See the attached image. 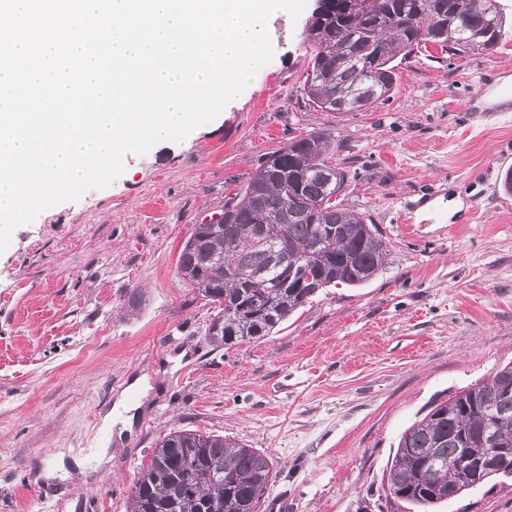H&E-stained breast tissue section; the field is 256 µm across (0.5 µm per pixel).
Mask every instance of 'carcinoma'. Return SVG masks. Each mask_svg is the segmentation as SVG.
Returning a JSON list of instances; mask_svg holds the SVG:
<instances>
[{
	"mask_svg": "<svg viewBox=\"0 0 512 512\" xmlns=\"http://www.w3.org/2000/svg\"><path fill=\"white\" fill-rule=\"evenodd\" d=\"M309 20L301 89L327 112H358L390 99L404 61L436 46L489 53L512 19L498 0H320ZM335 136L320 131L268 154L219 220L185 241L177 275L214 315L207 342H256L325 288L360 287L388 261L377 225L336 200L349 177L330 162ZM512 452V362L433 400L401 435L384 482L388 497L436 512L468 491L512 477V455L469 482L465 449L490 441ZM273 463L230 436L173 430L156 442L131 488L127 512H257L276 482Z\"/></svg>",
	"mask_w": 512,
	"mask_h": 512,
	"instance_id": "cac0c4a2",
	"label": "carcinoma"
}]
</instances>
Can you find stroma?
Instances as JSON below:
<instances>
[{"label":"stroma","instance_id":"obj_1","mask_svg":"<svg viewBox=\"0 0 512 512\" xmlns=\"http://www.w3.org/2000/svg\"><path fill=\"white\" fill-rule=\"evenodd\" d=\"M316 0L272 16L275 54L182 142L127 154L110 186L41 212L0 253V512H126L133 477L170 430L235 436L268 456L260 512H405L383 474L434 397L512 361V32L488 55L421 52L388 102L310 106L300 84ZM336 137L341 199L377 224L391 262L328 288L279 330L213 348L210 306L176 275L194 226L289 138ZM137 408L108 438L105 414ZM108 443L104 460L95 448ZM442 512H512V480Z\"/></svg>","mask_w":512,"mask_h":512}]
</instances>
